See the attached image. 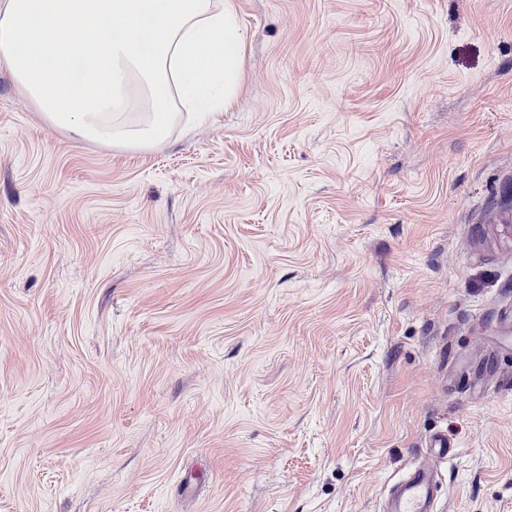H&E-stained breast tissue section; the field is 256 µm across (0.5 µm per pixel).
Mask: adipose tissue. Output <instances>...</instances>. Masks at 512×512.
<instances>
[{"instance_id":"ef3b65f1","label":"adipose tissue","mask_w":512,"mask_h":512,"mask_svg":"<svg viewBox=\"0 0 512 512\" xmlns=\"http://www.w3.org/2000/svg\"><path fill=\"white\" fill-rule=\"evenodd\" d=\"M0 0V66L45 118L115 147H162L185 118L233 103L245 32L232 0Z\"/></svg>"}]
</instances>
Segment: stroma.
Masks as SVG:
<instances>
[{
	"instance_id": "stroma-1",
	"label": "stroma",
	"mask_w": 512,
	"mask_h": 512,
	"mask_svg": "<svg viewBox=\"0 0 512 512\" xmlns=\"http://www.w3.org/2000/svg\"><path fill=\"white\" fill-rule=\"evenodd\" d=\"M158 149L0 67V512H512V0H234ZM456 447L447 434H435L429 441L431 457L414 467L394 486L388 499V512H433L439 484V464Z\"/></svg>"
}]
</instances>
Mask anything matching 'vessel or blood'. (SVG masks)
I'll return each mask as SVG.
<instances>
[{
    "instance_id": "b4317fda",
    "label": "vessel or blood",
    "mask_w": 512,
    "mask_h": 512,
    "mask_svg": "<svg viewBox=\"0 0 512 512\" xmlns=\"http://www.w3.org/2000/svg\"><path fill=\"white\" fill-rule=\"evenodd\" d=\"M429 446L430 459L414 467L394 486L388 499L390 512H434L439 465L447 460L455 444L443 433L434 435Z\"/></svg>"
}]
</instances>
